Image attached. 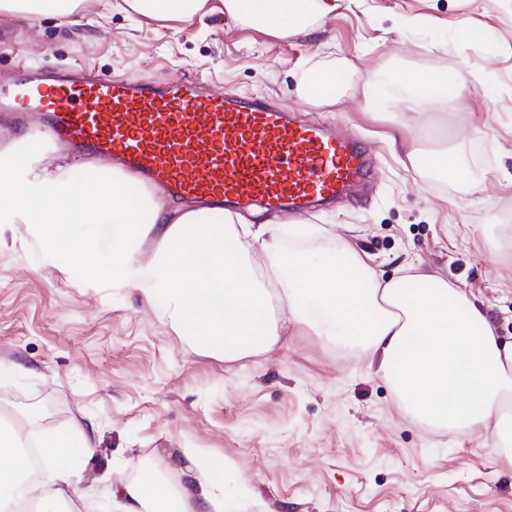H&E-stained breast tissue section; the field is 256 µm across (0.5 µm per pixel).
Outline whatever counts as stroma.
<instances>
[{"label": "stroma", "instance_id": "stroma-1", "mask_svg": "<svg viewBox=\"0 0 512 512\" xmlns=\"http://www.w3.org/2000/svg\"><path fill=\"white\" fill-rule=\"evenodd\" d=\"M70 25L0 18V87L26 70L185 77L259 93L302 122L340 130L373 153L361 199L277 215L303 224L307 254L354 243L384 278L407 263L466 289L512 336V0H336L319 24L281 38L209 0L192 20L83 0ZM479 30L496 49L461 41ZM344 70L337 103L300 91L310 65ZM446 74L466 105L438 113L414 85ZM388 83L363 87L366 74ZM445 127L457 168L408 157ZM162 300L86 282L50 265L25 225L0 224V417L31 435L78 420L95 427L92 494L151 464L170 479L183 449L223 459L244 484L240 512H512V467L491 440L406 419L360 352L302 333L236 361L173 328Z\"/></svg>", "mask_w": 512, "mask_h": 512}]
</instances>
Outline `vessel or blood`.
<instances>
[{"instance_id":"b4317fda","label":"vessel or blood","mask_w":512,"mask_h":512,"mask_svg":"<svg viewBox=\"0 0 512 512\" xmlns=\"http://www.w3.org/2000/svg\"><path fill=\"white\" fill-rule=\"evenodd\" d=\"M0 103L37 104L48 134L77 154L112 156L137 186L220 211L306 209L371 168L360 143L299 123L259 95L204 92L193 78L168 86L147 77L27 76Z\"/></svg>"}]
</instances>
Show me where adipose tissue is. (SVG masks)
Returning a JSON list of instances; mask_svg holds the SVG:
<instances>
[{"label": "adipose tissue", "instance_id": "adipose-tissue-1", "mask_svg": "<svg viewBox=\"0 0 512 512\" xmlns=\"http://www.w3.org/2000/svg\"><path fill=\"white\" fill-rule=\"evenodd\" d=\"M142 16L184 20L206 0H125ZM231 17L287 38L330 10L328 0H223ZM24 152L0 149V223L26 225L46 263L80 261L88 282L133 287L145 300L165 298V316L200 348L234 361L274 349L283 336L311 332L363 352L391 387L403 416L457 435L491 434L512 464V339L499 336L465 289L430 273L383 279L349 242L311 259L282 250L285 225L213 216L182 201L144 207L131 177L102 166L100 178L67 166L40 167ZM151 242L143 257L140 243ZM263 254L256 265L255 254ZM94 433L80 424L32 437L0 419V502L14 492L57 512L79 493L84 471L68 465L72 449L93 453ZM37 447L47 482L31 477L27 448ZM176 488L153 472L111 483L113 512H231L224 468L198 448Z\"/></svg>", "mask_w": 512, "mask_h": 512}]
</instances>
